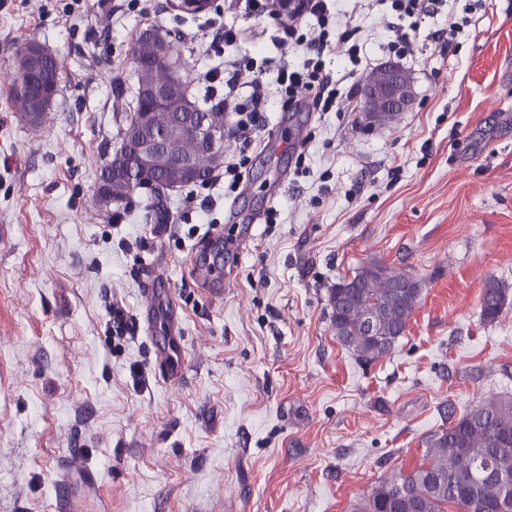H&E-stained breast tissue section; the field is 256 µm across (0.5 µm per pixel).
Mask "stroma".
I'll return each instance as SVG.
<instances>
[{"instance_id":"stroma-1","label":"stroma","mask_w":512,"mask_h":512,"mask_svg":"<svg viewBox=\"0 0 512 512\" xmlns=\"http://www.w3.org/2000/svg\"><path fill=\"white\" fill-rule=\"evenodd\" d=\"M386 11L356 17L359 71L397 62L411 108L371 125L356 89L329 112L307 91L270 93L238 185L174 189L159 229L141 196L120 211L96 199L134 103L139 34L176 37L200 99L223 89L206 76L226 61L265 65L272 82L302 51L277 41L278 18L228 0L195 15L167 0H0V512H354L420 463L444 412L512 398V300L492 324L480 307L486 281L512 289V0H447L398 58ZM452 20L446 49L432 34ZM226 26L234 45L213 40ZM31 39L60 70L37 125L11 93ZM246 226L209 297L192 251ZM372 260L423 292L393 351L365 364L332 332L329 292ZM150 264L182 316L175 381L139 318ZM113 303L131 326L116 346Z\"/></svg>"}]
</instances>
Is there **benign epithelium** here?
Segmentation results:
<instances>
[{
  "label": "benign epithelium",
  "instance_id": "7a95c632",
  "mask_svg": "<svg viewBox=\"0 0 512 512\" xmlns=\"http://www.w3.org/2000/svg\"><path fill=\"white\" fill-rule=\"evenodd\" d=\"M153 79L146 88V97L151 99L158 112H169L176 106L182 77V54L175 43L167 38L153 42L152 55L148 60ZM385 80L370 77L363 89L362 108L365 115L373 112H401L412 105L413 91L408 78L394 66H384ZM173 121L179 126V137L169 140L163 130L151 125V113H143L141 122L131 128L126 140L145 159L162 162L172 153L177 157V178L193 173L205 159H224L220 148V126L209 117L195 114H174Z\"/></svg>",
  "mask_w": 512,
  "mask_h": 512
}]
</instances>
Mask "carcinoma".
<instances>
[{
  "mask_svg": "<svg viewBox=\"0 0 512 512\" xmlns=\"http://www.w3.org/2000/svg\"><path fill=\"white\" fill-rule=\"evenodd\" d=\"M38 85L47 97L54 98L59 80V62L52 53L37 64ZM185 112H202L224 122V107L202 105L188 88L181 92ZM123 143L100 168L97 193L109 191L124 196L128 188L124 170L141 166L138 157ZM169 172L153 167L139 180L147 198L145 219L155 224L170 220L168 194L164 181ZM353 279L363 287L352 291L349 301L336 304L340 289H330L331 329L336 340L351 350L356 359L369 363L392 352L406 332L418 306L399 291L400 284L412 279L407 273L373 260L358 267ZM508 300V289L490 281L481 296V315L488 322L498 319ZM375 311L379 332L391 337L385 344L369 335L365 313ZM487 462L492 472L482 474L479 466ZM512 512V400L490 399L449 422L435 433L425 450L423 462L410 472L384 477L378 481L361 505L360 512Z\"/></svg>",
  "mask_w": 512,
  "mask_h": 512,
  "instance_id": "1",
  "label": "carcinoma"
}]
</instances>
